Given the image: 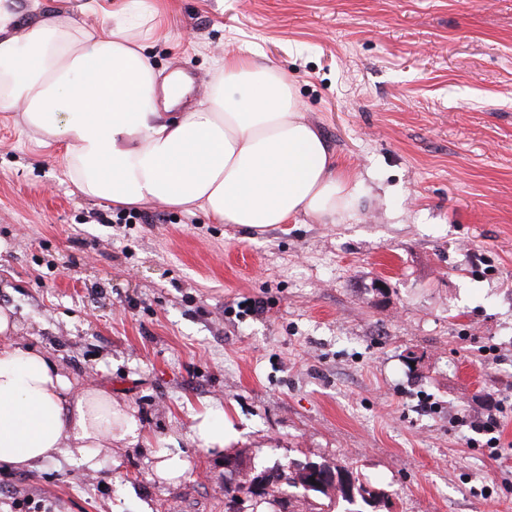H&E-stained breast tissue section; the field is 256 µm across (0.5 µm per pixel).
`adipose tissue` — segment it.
<instances>
[{
  "instance_id": "ef3b65f1",
  "label": "adipose tissue",
  "mask_w": 512,
  "mask_h": 512,
  "mask_svg": "<svg viewBox=\"0 0 512 512\" xmlns=\"http://www.w3.org/2000/svg\"><path fill=\"white\" fill-rule=\"evenodd\" d=\"M16 0H0V112L19 113L40 145L63 144L83 195L121 208L160 203L217 224L265 229L307 218L339 224L355 177L300 110L293 81L241 50L224 54L202 100L183 106L180 78H159L137 31L159 27L153 0H117L98 28L66 10L16 35ZM0 306V465L59 455L97 468L105 448L139 439L135 419L98 388L74 389L38 348L15 341Z\"/></svg>"
}]
</instances>
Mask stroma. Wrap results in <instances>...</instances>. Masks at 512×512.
Here are the masks:
<instances>
[{
	"mask_svg": "<svg viewBox=\"0 0 512 512\" xmlns=\"http://www.w3.org/2000/svg\"><path fill=\"white\" fill-rule=\"evenodd\" d=\"M146 42L196 101L225 51L276 64L366 194L342 224H128L0 112V306L140 431L94 470L1 465L0 512H224L229 454L352 469L375 512H512V0H168ZM206 412L237 441L189 439ZM151 468L156 476L166 480H174L183 476L189 470L190 464L181 453L170 452L159 457Z\"/></svg>",
	"mask_w": 512,
	"mask_h": 512,
	"instance_id": "stroma-1",
	"label": "stroma"
}]
</instances>
